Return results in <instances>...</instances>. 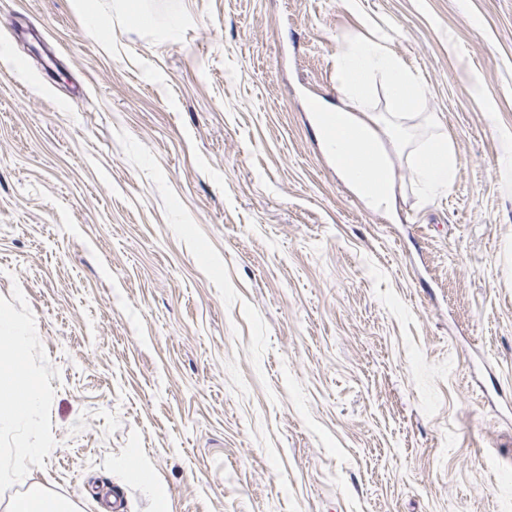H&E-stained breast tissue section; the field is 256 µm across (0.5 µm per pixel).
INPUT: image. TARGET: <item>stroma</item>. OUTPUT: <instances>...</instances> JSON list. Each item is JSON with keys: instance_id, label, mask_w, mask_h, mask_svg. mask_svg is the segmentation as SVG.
Here are the masks:
<instances>
[{"instance_id": "stroma-1", "label": "stroma", "mask_w": 512, "mask_h": 512, "mask_svg": "<svg viewBox=\"0 0 512 512\" xmlns=\"http://www.w3.org/2000/svg\"><path fill=\"white\" fill-rule=\"evenodd\" d=\"M138 3L0 0L30 481L80 512H512V0ZM378 38L458 160L426 195L394 155L393 214L307 112Z\"/></svg>"}]
</instances>
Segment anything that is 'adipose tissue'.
Listing matches in <instances>:
<instances>
[{"label": "adipose tissue", "instance_id": "1", "mask_svg": "<svg viewBox=\"0 0 512 512\" xmlns=\"http://www.w3.org/2000/svg\"><path fill=\"white\" fill-rule=\"evenodd\" d=\"M336 73L341 93L354 102L355 107L370 108V94L375 83H382L392 103V109L363 119L340 105L319 100L312 118L316 133L325 127L350 129L357 133L354 144L343 140L325 144L328 156L353 152L360 164L341 167V174L354 189L375 206H393L394 191L392 163L384 143L378 135V126H386L407 157L415 164V174L422 189H446L454 181L457 157L447 135L437 132L426 140L414 141L406 123V109L422 95V89L410 72L393 59L380 42L356 41L336 58ZM35 331L33 321L16 316L0 308V433L7 435L23 430L34 435V442L16 448H0V485L13 486L25 482L24 466L27 460L39 456L44 445L38 441L40 429L38 414L43 404V392L35 381H27L22 392H15L16 377L13 362L26 350Z\"/></svg>", "mask_w": 512, "mask_h": 512}]
</instances>
